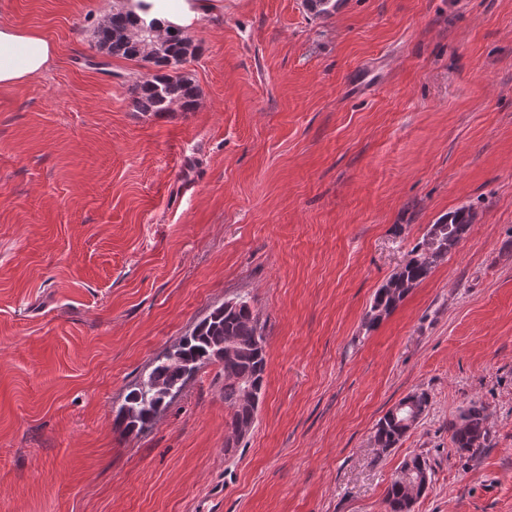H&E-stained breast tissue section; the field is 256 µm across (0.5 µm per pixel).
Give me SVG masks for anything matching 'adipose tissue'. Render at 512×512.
<instances>
[{
	"label": "adipose tissue",
	"mask_w": 512,
	"mask_h": 512,
	"mask_svg": "<svg viewBox=\"0 0 512 512\" xmlns=\"http://www.w3.org/2000/svg\"><path fill=\"white\" fill-rule=\"evenodd\" d=\"M146 19L159 29L193 24L214 10L213 0H147ZM57 54L47 38L0 21V88L18 87L45 73Z\"/></svg>",
	"instance_id": "obj_1"
}]
</instances>
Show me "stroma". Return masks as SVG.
I'll return each instance as SVG.
<instances>
[{
	"mask_svg": "<svg viewBox=\"0 0 512 512\" xmlns=\"http://www.w3.org/2000/svg\"><path fill=\"white\" fill-rule=\"evenodd\" d=\"M102 0H0L56 44L0 88V512H512V0H218L193 23L194 111L133 106L141 63L93 49ZM458 247L377 326L430 224ZM267 353L226 448L217 366L121 433L129 386L225 301ZM428 393L379 452L376 425ZM485 404L489 441L448 425ZM475 214L469 207H459L448 212L437 224H431L423 237L425 240L428 234L435 233L437 243L428 252L426 247L424 253H417L419 242L411 251V254L400 274H394L387 282L398 279L403 283L402 288H385V284L378 289L369 310L366 313V322L369 326H375L381 320L392 313L410 294L411 290L422 283L432 272V269L442 261L452 250L451 241L461 239L467 233L471 224H474ZM386 282V283H387ZM410 399L414 400L412 407H407L410 403L403 404ZM400 405H402L401 408H407L394 413L393 410ZM429 406L430 399L428 394L425 392H415L402 398L379 420L374 434L375 448H380L379 450H381L382 453L386 452L390 448H395L407 434V425L405 424V421L407 420L408 415L410 413L414 415L412 417L410 415L407 421L412 429L418 422V419H416L415 416L420 417L422 420L428 412ZM402 478L404 485L395 477L387 489L386 504L388 512H411L407 506L406 493L410 498L417 499L421 491L420 481L428 483L426 472L419 474L417 479H411L408 473L405 472L402 474Z\"/></svg>",
	"mask_w": 512,
	"mask_h": 512,
	"instance_id": "stroma-1",
	"label": "stroma"
}]
</instances>
